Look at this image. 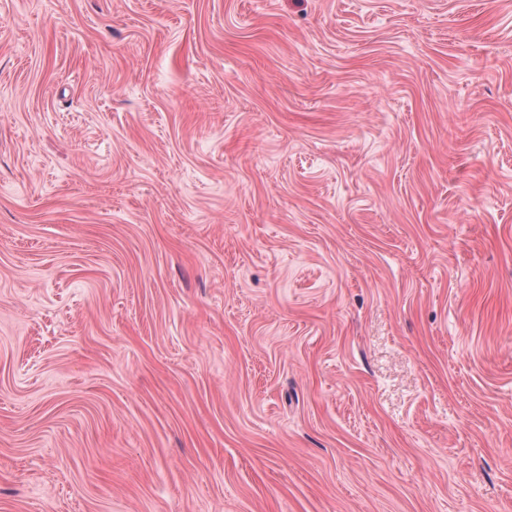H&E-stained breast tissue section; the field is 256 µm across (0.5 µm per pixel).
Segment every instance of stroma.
Instances as JSON below:
<instances>
[{
	"label": "stroma",
	"mask_w": 512,
	"mask_h": 512,
	"mask_svg": "<svg viewBox=\"0 0 512 512\" xmlns=\"http://www.w3.org/2000/svg\"><path fill=\"white\" fill-rule=\"evenodd\" d=\"M0 512H512V0H0Z\"/></svg>",
	"instance_id": "stroma-1"
}]
</instances>
